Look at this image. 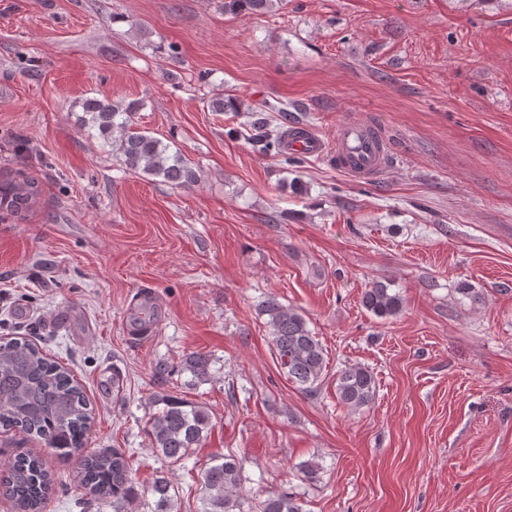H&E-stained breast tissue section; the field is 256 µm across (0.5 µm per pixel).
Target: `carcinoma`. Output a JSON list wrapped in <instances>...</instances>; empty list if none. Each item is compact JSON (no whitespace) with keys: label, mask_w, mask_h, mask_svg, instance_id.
I'll use <instances>...</instances> for the list:
<instances>
[{"label":"carcinoma","mask_w":512,"mask_h":512,"mask_svg":"<svg viewBox=\"0 0 512 512\" xmlns=\"http://www.w3.org/2000/svg\"><path fill=\"white\" fill-rule=\"evenodd\" d=\"M281 0H226L224 10L261 15L279 6ZM82 121L98 137L112 145L123 164L176 188L190 189L200 173L178 151L145 131L133 128L138 101L128 103L87 98L82 103ZM41 193L39 182L27 176L0 179V211L15 217L26 215ZM363 307L381 319L393 318L404 309L402 295L388 282H375L362 295ZM266 316L272 352L288 381L303 393L317 392L327 372V354L321 341L297 309L269 297L260 307ZM159 376L188 374L184 387H196L211 379V361L204 354H189L179 363L159 362ZM376 381L363 366H349L336 374V398L351 411L373 403ZM157 407L147 428L155 455L177 463L201 446L212 428L207 407L178 393L158 392L149 397ZM94 421V409L82 384L60 362L44 354L39 345L23 336L0 337V429L17 431L42 443L57 458L73 461L80 484L98 508L128 512L144 501L147 512H174L177 495L169 477L159 474L147 487L138 488L132 477L131 456L123 448L91 455L82 453L86 433ZM302 480L315 483L321 465L313 460L298 466ZM244 467L233 452L210 460L201 472V512H304L294 492H275L253 502L244 498ZM54 490L53 474L41 457L29 451L17 452L0 468V495L12 503L13 512H43ZM153 502H147V496Z\"/></svg>","instance_id":"carcinoma-1"}]
</instances>
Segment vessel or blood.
<instances>
[{
  "label": "vessel or blood",
  "instance_id": "obj_1",
  "mask_svg": "<svg viewBox=\"0 0 512 512\" xmlns=\"http://www.w3.org/2000/svg\"><path fill=\"white\" fill-rule=\"evenodd\" d=\"M284 153L308 157L330 156L338 168L359 179L379 177L388 157L387 148L370 124L353 121L336 130L333 142H326L314 129L287 132L281 143Z\"/></svg>",
  "mask_w": 512,
  "mask_h": 512
}]
</instances>
